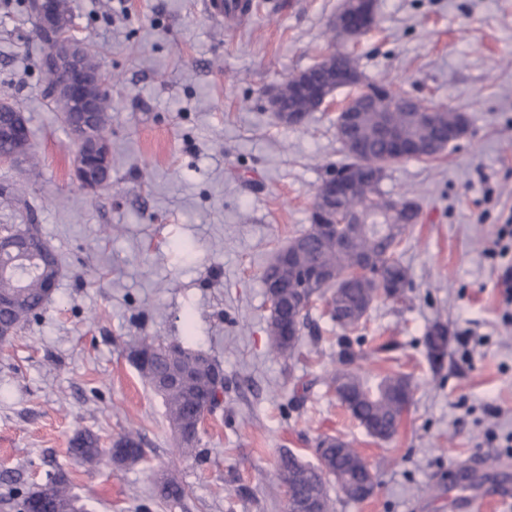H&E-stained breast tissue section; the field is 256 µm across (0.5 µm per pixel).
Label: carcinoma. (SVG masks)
Instances as JSON below:
<instances>
[{
  "mask_svg": "<svg viewBox=\"0 0 512 512\" xmlns=\"http://www.w3.org/2000/svg\"><path fill=\"white\" fill-rule=\"evenodd\" d=\"M370 92L368 110L362 113L360 137L364 151L356 156L346 153L347 162L336 168L341 174L359 166L358 189L353 196L337 203V208H364L369 212L372 224L390 223L395 231L386 233L378 229L349 231V246L341 249L333 239L312 240L298 253L297 266L290 267L271 261L262 272V282L270 278L281 281L286 286L304 281V274L321 266L336 272V284L310 288V293L321 298L329 296V315L336 325L344 331L353 333L359 330L362 320L370 306L380 294H389L392 298L403 295L409 284L407 268L402 264L399 248L408 227L416 224L420 217V206L410 199H391L379 192V183L383 171L376 169L378 161L390 154L389 145L380 137L382 128L393 124L400 128L402 134L424 148L417 160L429 162L445 149V135L450 130L464 128L467 124L465 115L446 106L438 112L436 122L427 126L413 118L414 104L407 94L395 93L383 86L368 84L360 94ZM88 93L100 102L98 123L100 129H106L110 116L111 99L108 94L100 92L99 87L92 86ZM32 148L28 136L12 137L0 140V152L24 155ZM403 204L401 211H396L398 204ZM370 264V276L361 279V283L350 287L342 286L345 278L360 260ZM9 266L8 272L0 274V294L13 297V303L6 310L0 309V323L18 332L36 317L49 300L46 294L47 274L32 262L4 260ZM363 338L354 339L341 336L338 339L339 350L337 362L339 367L328 377V386L336 392L341 405L346 407L368 435L386 440L391 438L408 413L412 403L413 389L411 378L395 372L381 377L377 382L370 380L359 372L357 362L363 357L361 349L353 345H362ZM138 348L151 349L149 367H139L140 377L158 393L166 406L171 427L195 425L197 408L195 399L202 396L219 405L221 390L213 383L212 374L222 373L220 364L211 356L174 344L172 341L159 342L143 338L133 343ZM424 346L432 362L444 356L448 350V327L437 324L424 336ZM175 366L193 376L188 385L160 390L155 383L156 375L170 366ZM321 462L316 465L301 464L291 451L281 453L278 462L279 474L294 482L300 493L314 496L321 512H333V501L328 493L327 476L336 470L343 475L344 485H353L357 480L358 467L362 457L350 443L343 441L336 444V437L319 441ZM72 453L83 465L93 468L102 459L103 451L99 438L90 432H81L72 440ZM161 494L167 501L180 500L185 489L174 477L165 475L160 481ZM18 512H37L38 509L57 508L63 512H85V505L73 493L65 475L57 474L47 487L45 500L37 503L34 492L19 487L14 490Z\"/></svg>",
  "mask_w": 512,
  "mask_h": 512,
  "instance_id": "1",
  "label": "carcinoma"
}]
</instances>
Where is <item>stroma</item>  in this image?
Here are the masks:
<instances>
[{
  "instance_id": "1",
  "label": "stroma",
  "mask_w": 512,
  "mask_h": 512,
  "mask_svg": "<svg viewBox=\"0 0 512 512\" xmlns=\"http://www.w3.org/2000/svg\"><path fill=\"white\" fill-rule=\"evenodd\" d=\"M252 18L224 21L208 0H69L76 37L91 44L112 111L108 186L80 187L76 147L44 93L42 46L18 0H0V101L32 134L23 203L0 200V224H35L61 261L41 317L0 342V474L46 485L58 471L88 512H286L280 452L316 463L323 435L359 448L377 476L366 500L329 494L335 512H455L439 475L507 449L512 433V322L497 261L484 253L512 212V0H376V26L335 38L342 0H255ZM346 49L365 81L468 118L437 160H403L379 184L421 207L400 246L410 286L378 297L359 331L362 373L410 376L413 400L397 433L369 436L326 385L342 331L323 301L302 342L281 357L268 333L261 274L311 224L317 187L346 160L336 112L279 124L269 88ZM448 327L433 366L423 344ZM141 336L210 354L224 394L184 454L166 408L125 356ZM81 431L102 447L133 433L134 465H79ZM185 488L169 504L161 475Z\"/></svg>"
}]
</instances>
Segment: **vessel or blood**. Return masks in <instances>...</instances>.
<instances>
[{
    "label": "vessel or blood",
    "instance_id": "b4317fda",
    "mask_svg": "<svg viewBox=\"0 0 512 512\" xmlns=\"http://www.w3.org/2000/svg\"><path fill=\"white\" fill-rule=\"evenodd\" d=\"M253 0H222L214 13L224 19L241 18L252 14ZM512 497V468L495 471L475 466L461 475L448 478V499L460 512H484L495 501Z\"/></svg>",
    "mask_w": 512,
    "mask_h": 512
}]
</instances>
